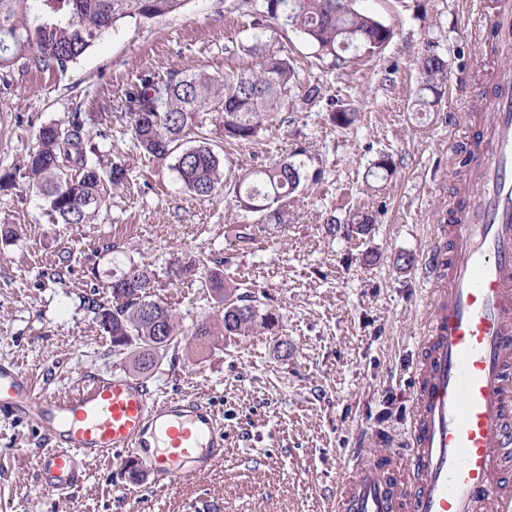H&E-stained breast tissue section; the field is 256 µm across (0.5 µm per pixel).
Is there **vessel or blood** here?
Listing matches in <instances>:
<instances>
[{
    "mask_svg": "<svg viewBox=\"0 0 512 512\" xmlns=\"http://www.w3.org/2000/svg\"><path fill=\"white\" fill-rule=\"evenodd\" d=\"M495 52L475 78L487 96L466 116L469 178L455 186L423 269L428 312L415 414L403 454L371 452L336 488V512H512V0L477 11ZM0 413L40 431L33 465L46 491L82 485L87 464L136 462L167 486L224 458L211 403L157 396L145 379L114 373L74 394L40 391L0 361Z\"/></svg>",
    "mask_w": 512,
    "mask_h": 512,
    "instance_id": "obj_1",
    "label": "vessel or blood"
}]
</instances>
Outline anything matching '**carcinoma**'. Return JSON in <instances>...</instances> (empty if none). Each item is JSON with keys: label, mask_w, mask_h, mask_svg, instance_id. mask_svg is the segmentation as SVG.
<instances>
[{"label": "carcinoma", "mask_w": 512, "mask_h": 512, "mask_svg": "<svg viewBox=\"0 0 512 512\" xmlns=\"http://www.w3.org/2000/svg\"><path fill=\"white\" fill-rule=\"evenodd\" d=\"M186 0H0V74L14 69H66L87 49L127 19H153L180 11ZM255 17L251 37L259 40L267 22L285 25L303 35L320 52L340 66L354 50L372 54L389 43L393 30L357 10L353 0H245ZM417 111L435 107L447 86V64L422 58ZM295 70L286 58L262 55L250 68L229 71L220 78L171 69L164 75L147 73L127 92L121 110L130 114L135 148L150 157H174L178 180L199 197H211L223 187L222 161L204 133L196 144L182 141L195 127L196 114H220L224 138L248 142L264 130L265 123L288 105ZM97 120L75 109L64 128H42L39 144L29 154L26 176L43 202L62 224H89L105 203L104 184L114 189L128 182L120 162L101 165L94 137ZM307 179L304 165L287 158L245 170L233 186L234 197L251 210L262 211L294 193ZM198 264L176 262L168 269L177 281ZM201 287L221 308L220 319L201 320L191 331L182 329L171 308L153 299V273L131 260L112 278L110 298L93 291L83 306L94 315L101 331L110 337L112 351L132 355L135 375L146 378L162 363L171 347L185 335L207 344L214 336L226 339L271 331L279 323L272 308L256 293L238 292L224 283V259L212 260ZM151 312H146V309ZM166 338L156 339L157 329Z\"/></svg>", "instance_id": "carcinoma-1"}]
</instances>
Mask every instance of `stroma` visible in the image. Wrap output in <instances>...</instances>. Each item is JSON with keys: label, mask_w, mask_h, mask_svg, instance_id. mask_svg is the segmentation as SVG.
Returning <instances> with one entry per match:
<instances>
[{"label": "stroma", "mask_w": 512, "mask_h": 512, "mask_svg": "<svg viewBox=\"0 0 512 512\" xmlns=\"http://www.w3.org/2000/svg\"><path fill=\"white\" fill-rule=\"evenodd\" d=\"M394 31L377 54L335 65L299 33L269 23L265 54L297 72L279 112L249 142L225 140L216 113L195 124L222 150L224 187L210 198L187 192L170 161L135 148L118 106L141 74L171 69L223 75L251 66L253 17L242 0H187L174 15L125 21L65 70L0 77V224L18 229L0 245V359L32 372L37 388L66 394L126 373L108 336L82 305L108 295L128 260L149 265L156 299L183 326L216 320L198 278L171 281L167 268L188 255L224 259V278L276 310L274 334L215 338L205 352L180 344L150 376L162 396L193 394L214 405L224 425V461L186 483L162 487L130 478L110 460L90 463L73 499L45 491L33 468L40 433L0 416V512H189L199 500L220 512H334L339 477L355 450L406 447L414 415L413 376L427 287L421 264L433 225L448 221L457 154L468 141L457 113L480 102L472 81L476 0H357ZM448 64L434 110L414 106L427 53ZM319 87L309 103L301 98ZM354 112L350 125L332 120ZM98 116L102 165L130 171L91 224L56 223L25 175L43 126L74 109ZM297 154L308 178L299 192L251 212L232 193L235 177ZM388 174L366 175L381 157ZM372 214L362 234L345 231L355 211ZM343 229L327 235V219Z\"/></svg>", "instance_id": "stroma-1"}]
</instances>
